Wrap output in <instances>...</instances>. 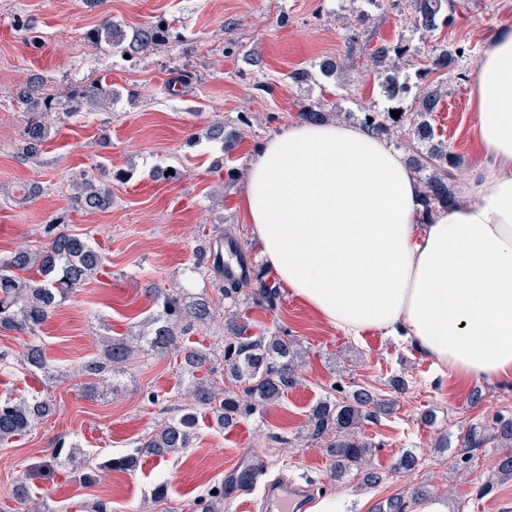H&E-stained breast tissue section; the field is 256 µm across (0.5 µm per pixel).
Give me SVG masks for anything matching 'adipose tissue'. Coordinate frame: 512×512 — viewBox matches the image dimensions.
<instances>
[{
    "label": "adipose tissue",
    "instance_id": "1",
    "mask_svg": "<svg viewBox=\"0 0 512 512\" xmlns=\"http://www.w3.org/2000/svg\"><path fill=\"white\" fill-rule=\"evenodd\" d=\"M488 161L467 201L420 222V186L380 137L293 124L261 144L243 205L292 298L352 337L403 336L465 380H512V28L474 82Z\"/></svg>",
    "mask_w": 512,
    "mask_h": 512
}]
</instances>
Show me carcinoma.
I'll return each mask as SVG.
<instances>
[{
  "label": "carcinoma",
  "instance_id": "cac0c4a2",
  "mask_svg": "<svg viewBox=\"0 0 512 512\" xmlns=\"http://www.w3.org/2000/svg\"><path fill=\"white\" fill-rule=\"evenodd\" d=\"M415 24L433 29L438 16L450 4V0H412ZM179 38L174 25L165 17L137 29L132 36L114 25L109 19L88 30L85 39L93 47H109L129 57L149 53ZM417 49L406 44L381 45L374 51V60L382 65L391 57L415 54ZM462 56L461 51L444 48L433 60L434 68H454ZM29 104V118L24 130L21 151L34 157L43 151L48 138L46 123L58 105L68 107L99 108L112 100V89L100 83H92L82 89L69 87L60 94L44 92V84L34 79L18 92ZM442 98L440 88H426L419 98V115L426 116L437 110ZM400 116L394 118L391 110L361 112L348 116L357 121L367 133L388 136L396 129L411 126V132L425 145L415 149L407 157L410 170L423 175V213L456 204L452 183L461 167V157L448 144L435 139L433 127L426 119L414 122L399 105H394ZM73 196L75 208L85 211L102 210L111 203V187L107 180L84 176L75 184ZM64 218L57 217L45 228L47 242L37 250L18 248L0 257V328L28 333L32 340L26 345L20 365L44 373L49 372L45 352L38 342L37 330L49 315L83 283L97 274L102 265L101 253L88 238L63 230ZM162 314L152 321L149 333L132 339L106 340L100 355L81 367L87 376H102L117 365L132 359L141 350V344L151 349L178 348L182 323L186 320L201 325L209 323L213 307L208 295L189 296L175 288L157 292ZM299 351L297 343L278 335L249 336V325L244 319L233 316L225 327L223 360L230 376L245 384L243 392L250 404L273 402L297 383L295 375ZM193 406L211 410L221 425L231 424L245 411L238 395L226 394L218 398L211 386L197 382L192 386ZM388 404L365 388H357L348 400L318 403L309 421L313 435H334L328 446L336 476L340 477L356 469L367 485L380 481L377 472L369 468L371 445L360 440L356 429L362 422L375 419L387 411ZM52 412L46 401L30 403L25 400H0V442L29 431L39 420ZM494 437L509 449L496 463L498 472L506 479L512 477V419L500 418ZM195 439L194 418L185 413L175 416L152 433L130 454L111 460L105 467L129 469L135 467L139 455L146 452L156 456L180 453L192 447Z\"/></svg>",
  "mask_w": 512,
  "mask_h": 512
}]
</instances>
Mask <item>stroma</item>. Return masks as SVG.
<instances>
[{
    "label": "stroma",
    "mask_w": 512,
    "mask_h": 512,
    "mask_svg": "<svg viewBox=\"0 0 512 512\" xmlns=\"http://www.w3.org/2000/svg\"><path fill=\"white\" fill-rule=\"evenodd\" d=\"M160 14L179 39L137 58L84 40L102 19L130 33ZM447 15L446 23L425 30L415 25L410 0H105L93 8L86 0H0V255L39 248L47 222L62 215L67 229L89 236L103 256L100 272L39 332L50 372L23 369L18 360L28 335L0 330V399L53 406L31 431L0 443V512H38L45 502L58 512H88L100 500L109 512H191L194 500L221 485L225 470L247 459L262 464L260 484L300 476L315 499H340L344 512H375L393 497L415 512L418 489L446 502L448 512H512V479L495 472L502 447L492 438L496 418H512V382L464 383L410 341L375 331L354 339L320 321L280 287L242 208L249 164L264 140L300 122L310 107L342 123L352 112L386 110L387 75L408 83L402 105L409 113L420 90L441 86L429 120L436 138L461 157L456 186L464 188L483 159L475 70L489 40L512 27V0H451ZM19 16L35 22L40 45L14 28ZM352 34L358 46L350 58ZM397 42L415 54L378 71L372 50ZM458 46L465 55L455 70L433 69L437 50ZM326 58L338 63L329 75L319 69ZM300 69L311 80L295 82ZM182 72L191 76L188 85L176 82ZM35 76L55 93L98 81L111 85L114 97L106 108L59 109L42 154L28 158L19 151L28 114L17 93ZM218 126L223 138H211ZM99 168L114 177L110 207L76 209L80 174ZM169 168L180 178H162ZM30 183L39 193L27 201L21 188ZM228 235L259 273L234 300L222 296L224 281L210 272L204 250L207 240ZM263 285L277 289L276 306L257 302ZM159 288L204 292L219 305L212 325L182 337L184 345L210 352L211 361L190 376L175 353L147 349L86 393L79 368L100 353L104 337L148 331L160 311ZM228 310L248 318L252 335L276 333L298 343V384L224 430L211 413L196 411L192 448L164 458L141 455L134 470L85 484L86 471L130 453L179 415L192 378L242 392L218 356ZM396 377L406 381L405 391L392 388ZM359 386L393 404L358 430L372 444L370 466L381 476L372 486L353 471L335 475L329 440L314 436L309 422L317 402L345 398ZM472 431L486 441L468 453L463 445ZM58 447L77 453L54 456ZM407 451L417 466L395 469ZM160 483L167 494L158 501L153 489Z\"/></svg>",
    "instance_id": "stroma-1"
}]
</instances>
